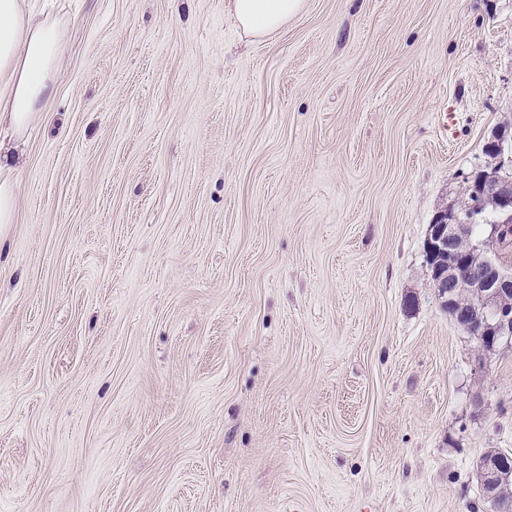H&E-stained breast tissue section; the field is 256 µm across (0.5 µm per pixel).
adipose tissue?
<instances>
[{"mask_svg":"<svg viewBox=\"0 0 512 512\" xmlns=\"http://www.w3.org/2000/svg\"><path fill=\"white\" fill-rule=\"evenodd\" d=\"M243 30L265 36L304 8V0H231ZM65 28L56 18L36 19L24 0H0V128L23 135L39 123L56 91Z\"/></svg>","mask_w":512,"mask_h":512,"instance_id":"ef3b65f1","label":"adipose tissue"}]
</instances>
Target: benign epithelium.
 I'll return each instance as SVG.
<instances>
[{"mask_svg":"<svg viewBox=\"0 0 512 512\" xmlns=\"http://www.w3.org/2000/svg\"><path fill=\"white\" fill-rule=\"evenodd\" d=\"M469 195L477 202L458 213L440 214L429 225L426 259L442 306L483 348L491 350L500 340L512 339V277L484 255L481 243L467 240V231L484 218L489 206L496 215L490 234L501 235L503 225L512 221V179L493 181L484 173L473 181ZM465 240L468 245L463 252L460 247ZM462 292L469 296L466 306L458 301ZM508 473L500 457L481 459L479 474L486 497H495Z\"/></svg>","mask_w":512,"mask_h":512,"instance_id":"benign-epithelium-1","label":"benign epithelium"}]
</instances>
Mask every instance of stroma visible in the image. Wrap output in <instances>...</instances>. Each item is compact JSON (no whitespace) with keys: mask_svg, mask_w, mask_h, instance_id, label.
<instances>
[{"mask_svg":"<svg viewBox=\"0 0 512 512\" xmlns=\"http://www.w3.org/2000/svg\"><path fill=\"white\" fill-rule=\"evenodd\" d=\"M230 3L26 0L67 35L0 256V512H492L512 340L425 246L512 137V0L263 39ZM497 454L502 457L507 462L511 463L512 467V457H509L502 452H496L491 454H486L484 458L481 459L479 463V474L481 483L483 486V492L486 497L493 499L496 495L497 487L502 482L503 478L509 473L508 467L504 464L498 456H490ZM489 455V456H487ZM510 490V491H509ZM498 500L492 501L495 508L498 511V506L502 503L504 506L510 504L512 511V477L509 481L500 484L498 489ZM509 511V512H511Z\"/></svg>","mask_w":512,"mask_h":512,"instance_id":"1","label":"stroma"}]
</instances>
